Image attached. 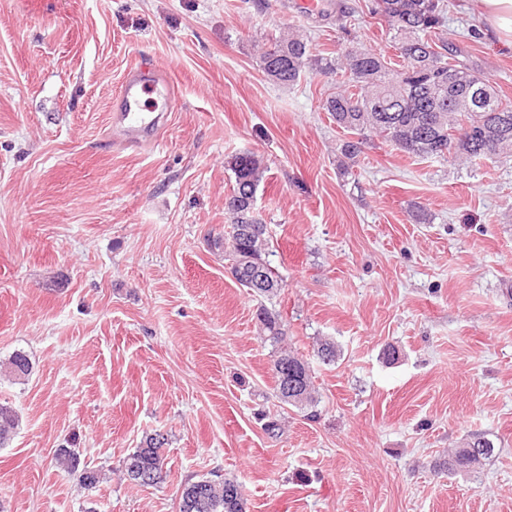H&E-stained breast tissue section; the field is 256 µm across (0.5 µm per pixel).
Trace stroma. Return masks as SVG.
<instances>
[{
  "mask_svg": "<svg viewBox=\"0 0 512 512\" xmlns=\"http://www.w3.org/2000/svg\"><path fill=\"white\" fill-rule=\"evenodd\" d=\"M327 2L0 0V365H32L0 378L19 417L0 447L5 512H179L202 476L236 479L247 512H512V159L379 141L342 170L347 135L321 108L333 79L282 88L258 66L290 28L323 52L390 53L371 0ZM488 30L449 0L445 39L512 100V41ZM145 61L177 105L159 145L133 151L109 113ZM244 152L267 167L256 207L283 279L268 305L314 373L311 413L276 398L260 299L210 246ZM262 410L284 418L278 435ZM157 431L165 481L121 479ZM475 434L496 448L482 469L434 474ZM70 444L96 488L58 468Z\"/></svg>",
  "mask_w": 512,
  "mask_h": 512,
  "instance_id": "obj_1",
  "label": "stroma"
}]
</instances>
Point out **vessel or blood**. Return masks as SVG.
<instances>
[{
    "mask_svg": "<svg viewBox=\"0 0 512 512\" xmlns=\"http://www.w3.org/2000/svg\"><path fill=\"white\" fill-rule=\"evenodd\" d=\"M162 98L172 108L170 84L161 67L141 63L131 68L114 98L112 124L119 127L124 146L139 148L153 141L162 115L150 112L146 96Z\"/></svg>",
    "mask_w": 512,
    "mask_h": 512,
    "instance_id": "1",
    "label": "vessel or blood"
}]
</instances>
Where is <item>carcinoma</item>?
Here are the masks:
<instances>
[{"label": "carcinoma", "instance_id": "carcinoma-1", "mask_svg": "<svg viewBox=\"0 0 512 512\" xmlns=\"http://www.w3.org/2000/svg\"><path fill=\"white\" fill-rule=\"evenodd\" d=\"M371 14L382 16L397 56L399 68L390 67L386 56L372 49L337 46L331 54L316 53L310 41L298 35L280 34L263 43L259 55L262 73L273 83L288 87L307 72L336 77V90L322 101L336 126L352 138L341 153L355 165L373 138L410 158L482 160L512 153V102L503 98L485 76L443 37L442 0H375ZM234 184L224 197V214L230 221L228 235L212 240L211 247L228 261L236 282L268 300L282 288L278 271L268 260L270 239L258 230L263 220L256 209V193L264 172L263 159L253 153L234 155L227 161ZM261 265L267 287L257 288L251 270ZM261 330L276 347L271 362L276 397L299 410L312 408L318 398L309 366L292 348L282 317L261 305L256 311ZM317 356L326 365L336 362L338 349L329 339L317 343ZM9 374H30L28 356L15 352ZM19 425L18 416L0 405V447L9 443ZM167 437L153 433L139 448L120 461L119 471L136 486L139 475L155 474L154 484L167 477L164 449ZM495 453L492 442L474 435L435 462L439 472L481 469ZM63 470L92 489L100 482L94 469L79 467V454L62 447L56 454ZM179 512H246L240 484L231 478L190 480L182 489Z\"/></svg>", "mask_w": 512, "mask_h": 512}]
</instances>
